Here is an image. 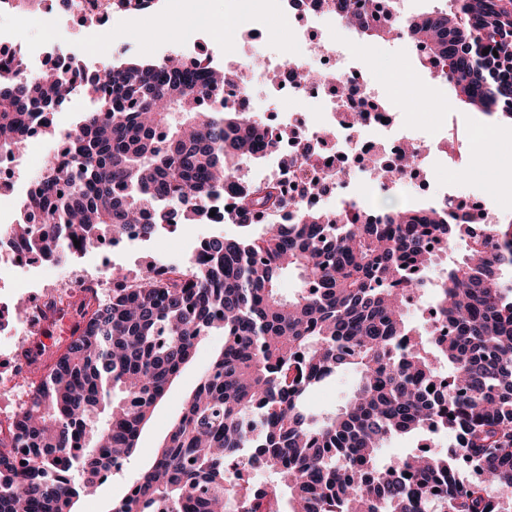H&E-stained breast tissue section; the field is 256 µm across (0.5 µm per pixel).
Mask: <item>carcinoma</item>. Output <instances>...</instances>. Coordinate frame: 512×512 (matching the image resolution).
<instances>
[{"label":"carcinoma","mask_w":512,"mask_h":512,"mask_svg":"<svg viewBox=\"0 0 512 512\" xmlns=\"http://www.w3.org/2000/svg\"><path fill=\"white\" fill-rule=\"evenodd\" d=\"M320 6L361 37L386 39L352 0ZM400 30L430 47L423 65L455 101L512 122V0H448ZM73 73L96 107L62 135L53 116ZM226 77L180 53L88 72L72 55L36 77L23 54L0 57V153L18 154L37 132L63 145L20 202L23 250L60 263L109 235L147 240L203 224L227 188L237 193L227 222L246 229L137 279L114 269L108 295L81 285L67 343L45 364L23 351L26 400L0 420V512H75L114 457L138 450L213 332L223 348L112 512L159 502L169 512H512V220L476 234L433 201L344 224L284 199L276 183L245 181L242 165L286 135L227 107ZM289 207L293 223H279ZM260 222L264 233L248 232ZM458 237L465 253L441 260ZM290 273L298 288L285 298ZM409 292L431 294L428 326L408 319ZM349 371L358 381L339 408L309 406L315 388ZM439 431L456 438L448 452L379 462L391 436ZM246 450L267 483L238 480ZM464 465L478 479L464 480Z\"/></svg>","instance_id":"obj_1"}]
</instances>
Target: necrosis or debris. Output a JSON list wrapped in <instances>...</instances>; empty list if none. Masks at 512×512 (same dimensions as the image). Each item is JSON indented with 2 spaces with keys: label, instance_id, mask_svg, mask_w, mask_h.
<instances>
[{
  "label": "necrosis or debris",
  "instance_id": "4bbe7bcc",
  "mask_svg": "<svg viewBox=\"0 0 512 512\" xmlns=\"http://www.w3.org/2000/svg\"><path fill=\"white\" fill-rule=\"evenodd\" d=\"M254 10L244 20L228 25L225 37L239 29L257 25L266 10L276 9L287 16L289 57L276 63L283 72L280 85L273 92L285 115L288 141L281 153L294 163L282 167L273 162L262 175L263 181L280 184L285 196L301 197L304 205L319 210H345L349 206L366 208L364 195L377 188L386 169L397 167L402 156L419 149L418 160L405 170L404 180L425 181L424 169L430 156L445 160L449 169L468 164L475 137L473 129H458L449 122L440 133L435 149H428L427 139L412 134L399 122L396 113L379 101V90L370 73L361 68L355 44L337 37L336 20L318 7L316 0H253ZM314 68L315 82L296 84L287 77V69ZM357 120H349L351 111ZM328 138H321L322 129ZM361 185V193L349 194V181ZM431 196L448 203V213L464 217L474 230L496 223V209L472 207L455 192L452 182L439 181Z\"/></svg>",
  "mask_w": 512,
  "mask_h": 512
}]
</instances>
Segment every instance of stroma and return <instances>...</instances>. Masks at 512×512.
I'll return each mask as SVG.
<instances>
[{
	"instance_id": "1",
	"label": "stroma",
	"mask_w": 512,
	"mask_h": 512,
	"mask_svg": "<svg viewBox=\"0 0 512 512\" xmlns=\"http://www.w3.org/2000/svg\"><path fill=\"white\" fill-rule=\"evenodd\" d=\"M230 5L231 0H155L154 8L148 13L113 17L93 27L70 17L61 18L57 37L68 44L72 53L92 66L116 63L123 57L157 60L175 51L207 55L217 64L237 66L247 61L250 41L242 36L228 42L216 39L201 23L199 14L203 8L216 13L227 10ZM388 49L390 61L375 71L374 77L383 89V102L396 109L402 122L430 134L436 132L449 112L455 113L463 125L484 122L481 112L454 104L447 85L430 84L423 65H415L411 77H402L405 49L398 42L389 44ZM430 173L436 179H452L459 194L488 197L492 206L501 208L505 216L512 218V185L496 196L486 194V186L494 176L489 164L480 162L475 168L461 170L456 175L434 166ZM219 232L234 236L240 229L233 224H190L178 233L164 232L147 242L122 243L107 249L99 247L72 263L33 264L24 273V285L13 283L9 275H1L0 295L12 301L22 297L42 303L60 293V285L65 280L76 276L93 279L107 265L123 268L130 277L142 275L149 264L185 257L200 240ZM222 344V336L216 333L199 343L193 360L155 409L142 433L139 452L125 461L122 469L113 473L94 496L81 499L76 512H109L112 502L124 494L127 485L150 463L154 449L178 416L184 396L194 389L200 373ZM424 443L428 444L430 452L436 453L446 451L452 439L443 433L424 437L397 435L381 450L379 460L385 465L394 464Z\"/></svg>"
}]
</instances>
